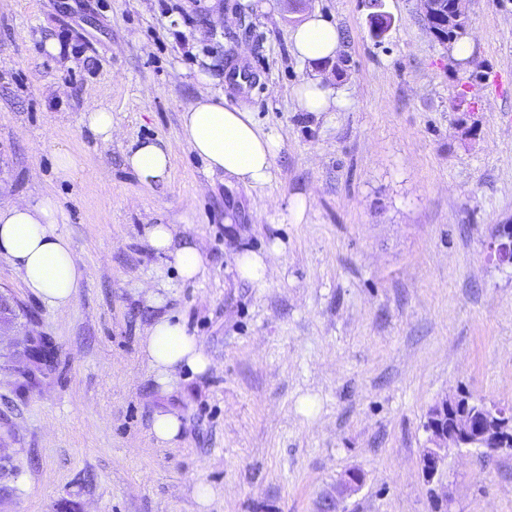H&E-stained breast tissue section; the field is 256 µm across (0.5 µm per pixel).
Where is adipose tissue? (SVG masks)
<instances>
[{"instance_id": "obj_1", "label": "adipose tissue", "mask_w": 512, "mask_h": 512, "mask_svg": "<svg viewBox=\"0 0 512 512\" xmlns=\"http://www.w3.org/2000/svg\"><path fill=\"white\" fill-rule=\"evenodd\" d=\"M290 43L298 59L312 64L335 58L342 48V35L335 23L315 11L292 29ZM295 97L305 112H338L351 105L347 96L336 93L318 75L302 81ZM182 137L208 170L251 188L271 181L273 160L282 145L279 135L259 126L248 109L209 97L183 113ZM125 163L151 189L169 180L172 152L145 140L129 151ZM147 243L162 261L155 269L156 279H165L171 267L181 280L191 281L204 267L199 244L180 239L177 225H151ZM0 256L19 271L26 288L53 307L69 306L83 279L82 263L59 227L58 204L49 196L34 204L18 200L0 207ZM143 299L158 315L146 331L141 350L158 390L169 393L177 388L180 372L201 375L211 362L197 338L188 334L184 319L167 310V293L150 288Z\"/></svg>"}]
</instances>
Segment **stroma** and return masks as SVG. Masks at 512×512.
<instances>
[{
	"instance_id": "1",
	"label": "stroma",
	"mask_w": 512,
	"mask_h": 512,
	"mask_svg": "<svg viewBox=\"0 0 512 512\" xmlns=\"http://www.w3.org/2000/svg\"><path fill=\"white\" fill-rule=\"evenodd\" d=\"M0 0V203L54 197L85 267L72 303L47 306L0 256L17 328L0 338V512H512V449L450 451L429 492V409L466 394L512 410V267L488 258L512 225V0H476L470 64L424 30L417 0ZM320 11L342 31V77L297 60L289 32ZM192 23H184V15ZM56 41L61 51L44 49ZM252 85L230 81L244 62ZM349 94L302 112L313 72ZM251 109L283 147L261 189L230 186L181 135L202 95ZM112 112L102 145L86 102ZM171 148L170 182L141 186L134 143ZM71 152L77 170L56 164ZM309 198L294 221L296 195ZM201 244L193 282L170 275V308L212 366L155 391L140 341L154 313L136 292L158 258L147 229ZM280 244L267 281L239 279L238 253ZM34 335L50 362L16 359ZM177 412V447L150 433ZM360 489L337 497L349 470Z\"/></svg>"
}]
</instances>
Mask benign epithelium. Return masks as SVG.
Wrapping results in <instances>:
<instances>
[{
	"label": "benign epithelium",
	"mask_w": 512,
	"mask_h": 512,
	"mask_svg": "<svg viewBox=\"0 0 512 512\" xmlns=\"http://www.w3.org/2000/svg\"><path fill=\"white\" fill-rule=\"evenodd\" d=\"M497 263L512 266V228L495 235L489 245ZM14 299L0 293V334L14 328ZM429 446L423 454L422 473L431 482L444 466L450 448L480 446L492 454L503 450L512 432V413L484 401L445 398L430 410L426 423Z\"/></svg>",
	"instance_id": "1"
}]
</instances>
